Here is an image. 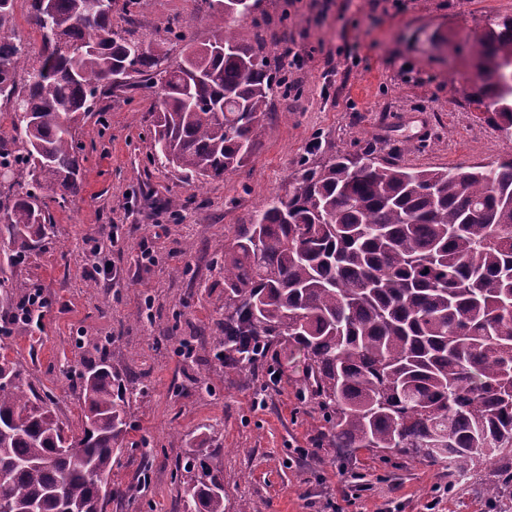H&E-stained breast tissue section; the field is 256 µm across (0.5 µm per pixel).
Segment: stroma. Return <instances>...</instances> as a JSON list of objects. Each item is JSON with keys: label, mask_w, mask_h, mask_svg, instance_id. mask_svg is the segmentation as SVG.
Wrapping results in <instances>:
<instances>
[{"label": "stroma", "mask_w": 512, "mask_h": 512, "mask_svg": "<svg viewBox=\"0 0 512 512\" xmlns=\"http://www.w3.org/2000/svg\"><path fill=\"white\" fill-rule=\"evenodd\" d=\"M235 26L277 65L286 91L272 98L260 145L238 170L188 184L151 157L157 97L146 85L101 98L76 137L82 187L58 204L44 191L57 232L19 277L43 288L40 328L0 336L30 381L52 392L55 411L80 429L78 373L106 343L114 371L144 386L128 438L148 454H120L106 512H179L176 465L211 437L224 471L225 512H497L481 490L485 467L447 494L445 469L396 452L362 449L337 463L330 429L304 388L303 358L285 344L251 373L211 363L224 312L222 244L239 225L285 196L302 164L377 148L419 169L512 157V136L452 88L472 68V40L512 0H249ZM208 0H140L114 25L144 41L178 24V60L211 34ZM118 240L107 252L115 274L91 276L86 240ZM151 316L137 320L143 306ZM277 383H270V376Z\"/></svg>", "instance_id": "obj_1"}]
</instances>
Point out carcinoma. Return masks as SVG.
Here are the masks:
<instances>
[{
    "mask_svg": "<svg viewBox=\"0 0 512 512\" xmlns=\"http://www.w3.org/2000/svg\"><path fill=\"white\" fill-rule=\"evenodd\" d=\"M178 61L93 14L90 0H31L41 45L17 42L14 0H0V96L14 140L0 168L7 265L55 236L41 190L81 189L76 130L100 97L158 88L154 148L189 180L243 166L265 127L274 80L261 49L224 25ZM57 31L78 52L66 55ZM471 101L512 132V16L486 24L472 47ZM224 254V319L211 357L229 371L264 362L277 344L303 352L311 394L345 463L393 450L448 467V491L491 460L490 501L512 500V159L417 170L371 149L302 169L284 198L239 226ZM34 285L0 265V309L23 307ZM136 380L112 370L107 348L79 374L82 426L57 416L24 365L0 353V512H106ZM199 444L187 457L181 512H224V470Z\"/></svg>",
    "mask_w": 512,
    "mask_h": 512,
    "instance_id": "cac0c4a2",
    "label": "carcinoma"
}]
</instances>
